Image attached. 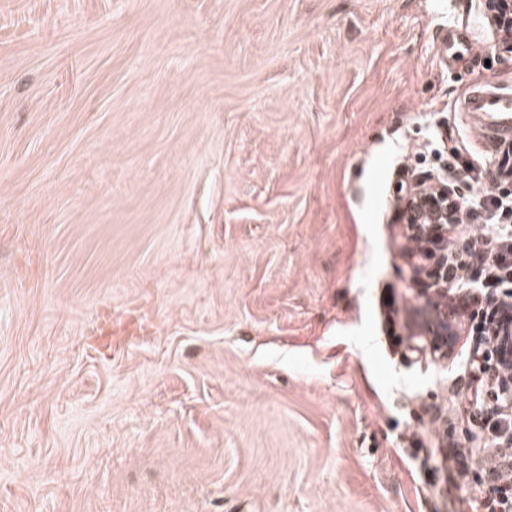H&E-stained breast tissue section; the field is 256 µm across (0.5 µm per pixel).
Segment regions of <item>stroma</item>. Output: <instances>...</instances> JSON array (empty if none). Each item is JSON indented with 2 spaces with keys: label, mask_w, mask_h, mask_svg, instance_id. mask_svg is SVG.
Instances as JSON below:
<instances>
[{
  "label": "stroma",
  "mask_w": 512,
  "mask_h": 512,
  "mask_svg": "<svg viewBox=\"0 0 512 512\" xmlns=\"http://www.w3.org/2000/svg\"><path fill=\"white\" fill-rule=\"evenodd\" d=\"M487 81L477 0H0V512H487L395 197L498 195Z\"/></svg>",
  "instance_id": "35a3bbf8"
}]
</instances>
